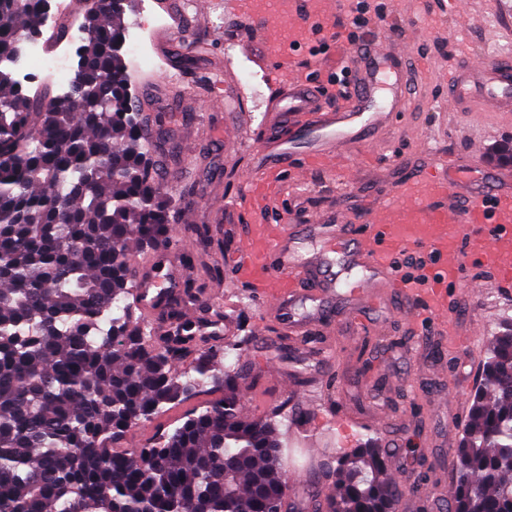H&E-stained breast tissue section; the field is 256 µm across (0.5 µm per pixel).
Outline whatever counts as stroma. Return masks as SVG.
Masks as SVG:
<instances>
[{
    "label": "stroma",
    "instance_id": "35a3bbf8",
    "mask_svg": "<svg viewBox=\"0 0 512 512\" xmlns=\"http://www.w3.org/2000/svg\"><path fill=\"white\" fill-rule=\"evenodd\" d=\"M370 5L367 20L392 16L398 21L382 33L407 52L412 107L378 147L375 164L357 166L347 177L315 171L289 192L288 205L302 220L345 208L367 212L385 201L399 180L445 156L471 179L492 180L502 168L493 154L512 140V121L448 109V76L457 65L467 59L489 62L494 51L512 58V0H496L492 8L486 0H469L463 24L452 0H370ZM152 9L155 17L143 32L145 61L131 93L156 119L153 148L166 158L163 186L174 204L173 229L198 260L192 267L180 265L179 271L183 279L207 285L197 299L180 293L175 303L197 318L208 309L223 311L226 337L239 344L225 361L243 366L242 390L254 404L253 414L275 418L289 485L321 484L322 452L346 451L391 433L401 441L392 467L402 468L411 480L429 472L421 496L434 500L436 488L452 482L461 426L489 337L504 313L512 314V282L474 270L470 277L480 281L479 290L468 282L449 288L451 311L460 316L462 327L476 329L468 358L449 352L431 319L412 330L391 303L365 311L371 321L384 323L381 336L350 331L340 317L333 336L315 326L302 343L275 337L262 322V304L233 280L229 259L239 237L234 225L219 223L218 217L225 196L237 189L236 167L256 146L252 132L277 80L260 70L241 45L225 40L220 4L186 32L197 62L171 68L161 37L181 20L163 0H153ZM228 73L242 90L240 102L209 106ZM241 103L247 108V129L229 146L224 126ZM198 224L210 225L211 240L196 236ZM213 266L220 269V280L210 279Z\"/></svg>",
    "mask_w": 512,
    "mask_h": 512
}]
</instances>
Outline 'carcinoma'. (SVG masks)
<instances>
[{
  "label": "carcinoma",
  "instance_id": "carcinoma-1",
  "mask_svg": "<svg viewBox=\"0 0 512 512\" xmlns=\"http://www.w3.org/2000/svg\"><path fill=\"white\" fill-rule=\"evenodd\" d=\"M126 0H88L81 111L0 81V512H296L274 420L175 309L155 336L132 247L172 243L174 210L115 46ZM42 0H0V64L38 34ZM192 359L179 376L176 364ZM172 431L127 437L201 394ZM327 512H397L421 491L368 440L322 465ZM449 512H512V317L489 341L461 428Z\"/></svg>",
  "mask_w": 512,
  "mask_h": 512
}]
</instances>
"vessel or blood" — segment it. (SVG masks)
Listing matches in <instances>:
<instances>
[{
    "mask_svg": "<svg viewBox=\"0 0 512 512\" xmlns=\"http://www.w3.org/2000/svg\"><path fill=\"white\" fill-rule=\"evenodd\" d=\"M231 20L248 26L245 51L265 70H275L279 91L269 97L257 131L258 148L242 169L238 188L224 205L240 224V245L231 260L233 278L262 302L276 328L305 336L314 324L334 325L338 302L353 307L386 298L409 324L429 314L449 350L462 332L448 310V287L464 279L467 265L512 277V177L462 182L428 169L396 184L391 199L367 214L316 215L299 221L283 207L293 182L311 170L348 173L350 159L364 160L407 111L410 77L399 49L368 29L349 53L353 80L343 95L303 73L288 55L272 57L267 12L254 0H230ZM283 16L303 37L312 15L331 18L341 0H279ZM456 112H493L512 120V61L456 68L448 85ZM421 249L441 260L421 280L400 276L395 260ZM176 246L160 249L138 265L135 288L143 311L161 314L175 297ZM360 272L341 292L336 264Z\"/></svg>",
    "mask_w": 512,
    "mask_h": 512,
    "instance_id": "1",
    "label": "vessel or blood"
}]
</instances>
